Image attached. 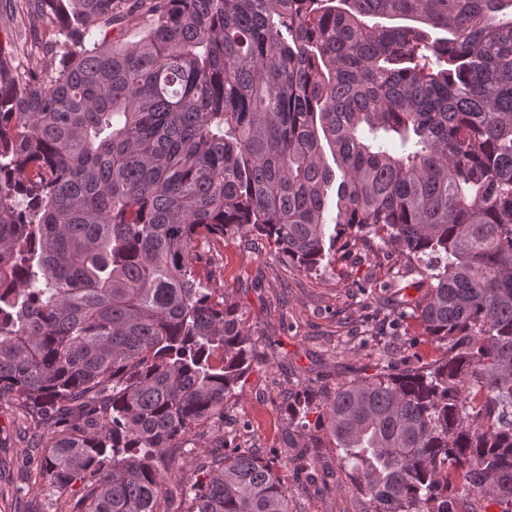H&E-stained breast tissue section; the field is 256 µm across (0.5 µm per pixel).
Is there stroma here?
<instances>
[{"mask_svg": "<svg viewBox=\"0 0 512 512\" xmlns=\"http://www.w3.org/2000/svg\"><path fill=\"white\" fill-rule=\"evenodd\" d=\"M16 38L17 23L0 0V42L6 44L0 59L16 73L44 68L43 49L16 50ZM209 251L211 285L236 305L255 347L249 372L224 404L225 449L241 446L273 461L288 486L291 512H368L346 486L345 466L317 423L308 427L320 445L314 470L286 462L294 430L288 405L304 393L319 403L342 382L444 356L446 343L426 336L413 312L398 316L388 303L397 294L420 300L427 281L373 235L358 238L350 254L336 255L311 274L282 258L273 241L242 232L210 244ZM367 282L374 290L363 291ZM23 423L20 406L0 405V512H63L74 489L50 488L44 476L38 490L27 488L12 446Z\"/></svg>", "mask_w": 512, "mask_h": 512, "instance_id": "obj_1", "label": "stroma"}]
</instances>
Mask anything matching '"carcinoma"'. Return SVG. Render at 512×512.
<instances>
[{
    "label": "carcinoma",
    "mask_w": 512,
    "mask_h": 512,
    "mask_svg": "<svg viewBox=\"0 0 512 512\" xmlns=\"http://www.w3.org/2000/svg\"><path fill=\"white\" fill-rule=\"evenodd\" d=\"M20 8L51 62L0 60V402L49 486L80 485L67 512H289L250 449L176 478L169 449L224 447L253 360L196 244L255 233L312 273L382 231L429 281L400 312L451 347L342 384L320 426L370 512H456L457 473L512 512V0Z\"/></svg>",
    "instance_id": "cac0c4a2"
}]
</instances>
